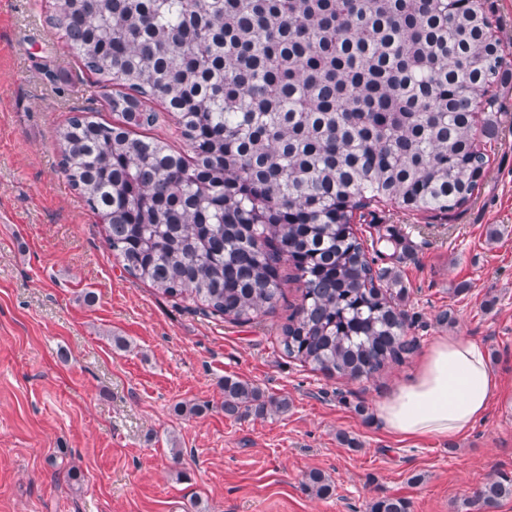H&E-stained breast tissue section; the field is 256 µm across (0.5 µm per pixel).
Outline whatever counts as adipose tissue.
Listing matches in <instances>:
<instances>
[{
    "mask_svg": "<svg viewBox=\"0 0 512 512\" xmlns=\"http://www.w3.org/2000/svg\"><path fill=\"white\" fill-rule=\"evenodd\" d=\"M498 390L480 345L443 336L423 356L416 376L378 404L377 414L404 437L460 436L487 412Z\"/></svg>",
    "mask_w": 512,
    "mask_h": 512,
    "instance_id": "adipose-tissue-1",
    "label": "adipose tissue"
}]
</instances>
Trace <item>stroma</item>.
<instances>
[{
	"mask_svg": "<svg viewBox=\"0 0 512 512\" xmlns=\"http://www.w3.org/2000/svg\"><path fill=\"white\" fill-rule=\"evenodd\" d=\"M49 5L0 0V512H370L385 496L409 512H477L487 475L512 473V85L465 205L435 218L374 203L353 224L371 252L389 226L411 243L377 264L399 272L421 349L474 341L499 381L465 435L406 438L376 407L419 356L348 380L282 353L281 326L301 300L292 266L281 267L275 311L249 324L203 315L123 270L62 172L55 129L96 108L86 93L96 77L46 25ZM228 376L288 398V413L225 415ZM180 402L208 409L180 416ZM313 468L333 496L303 490Z\"/></svg>",
	"mask_w": 512,
	"mask_h": 512,
	"instance_id": "1",
	"label": "stroma"
}]
</instances>
